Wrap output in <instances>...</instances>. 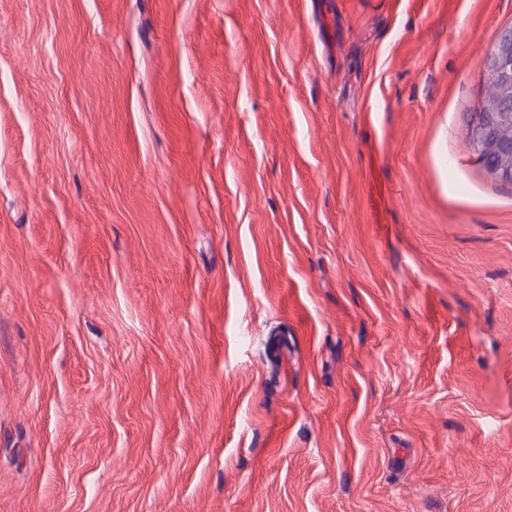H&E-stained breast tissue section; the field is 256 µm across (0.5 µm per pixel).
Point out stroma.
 I'll return each mask as SVG.
<instances>
[{
    "instance_id": "1",
    "label": "stroma",
    "mask_w": 512,
    "mask_h": 512,
    "mask_svg": "<svg viewBox=\"0 0 512 512\" xmlns=\"http://www.w3.org/2000/svg\"><path fill=\"white\" fill-rule=\"evenodd\" d=\"M510 25L0 0V512H512ZM487 79L479 98L478 112H507L512 115V27L501 29L492 45L487 60ZM491 100L493 108L485 109Z\"/></svg>"
}]
</instances>
